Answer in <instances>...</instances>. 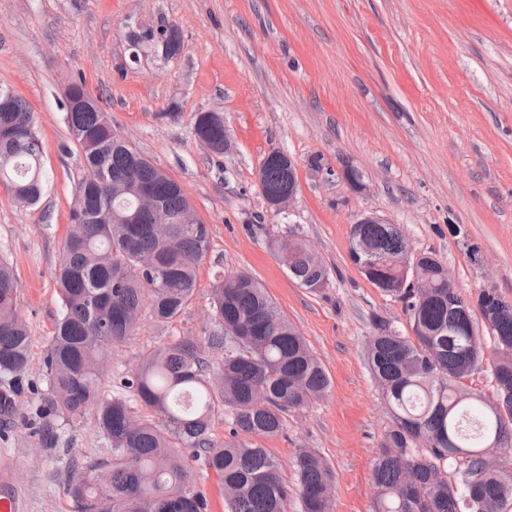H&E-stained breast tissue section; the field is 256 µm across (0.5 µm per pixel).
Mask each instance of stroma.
Masks as SVG:
<instances>
[{
    "mask_svg": "<svg viewBox=\"0 0 512 512\" xmlns=\"http://www.w3.org/2000/svg\"><path fill=\"white\" fill-rule=\"evenodd\" d=\"M169 26L180 34L177 55L135 40ZM75 80L182 186L209 238L182 315L162 329L142 315L112 354L104 395L148 350L205 339L216 276L247 272L331 380L264 447L289 480L298 450L317 451L335 474L333 512H371L391 414L365 347L374 320L407 322L401 303L353 263L350 229L378 214L413 252L436 254L465 297L493 288L512 302V0H0V83L33 112L45 172L32 207L0 184V258L13 268L31 336L17 411L0 425V476L16 488L18 512H74L70 459L111 457L93 415L69 424L45 413L43 358L82 165L79 150H61L60 104ZM200 112L223 114V155L195 135ZM272 148L296 162L298 180L292 207L275 215L257 180ZM292 226L330 271L321 292L289 278L269 246Z\"/></svg>",
    "mask_w": 512,
    "mask_h": 512,
    "instance_id": "35a3bbf8",
    "label": "stroma"
}]
</instances>
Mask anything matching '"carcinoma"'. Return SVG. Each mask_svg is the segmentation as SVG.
<instances>
[{"mask_svg":"<svg viewBox=\"0 0 512 512\" xmlns=\"http://www.w3.org/2000/svg\"><path fill=\"white\" fill-rule=\"evenodd\" d=\"M142 38L167 45L180 35L171 26ZM6 95L12 107L0 112V183L33 205L44 187L41 142L26 103L0 84V98ZM87 96L83 82L74 81L63 104V148L80 149L84 165L57 273L60 312L44 358L48 414L72 422L93 414L112 451L110 461L70 462L67 494L76 512H209L193 489L192 461L219 477L227 512H288L295 496L303 512H332L334 474L322 455L301 449L290 485L261 444L283 433L289 414L324 397L331 381L298 327L251 275L216 280V328L205 341L181 337L148 351L112 396L102 394L105 362L137 333L144 306L159 327L184 311L208 231L164 171L118 142L99 104L77 105ZM194 131L211 153H224L221 113H198ZM293 184L280 158L261 171L265 197ZM142 190L182 223L155 233L153 214L137 209ZM351 238V260L402 303L412 332L376 320L366 345L392 414L373 464L372 512H512V471L497 462V455L512 454V303L492 288L473 302L448 287L432 252L405 266L406 237L395 224H354ZM271 248L302 287H327L330 272L305 240L290 233L288 245L273 240ZM415 269L426 287L408 286ZM18 297L13 270L1 259L0 375L16 381L28 370L31 346ZM486 338L495 354V404L465 385L485 368ZM219 414L231 424L232 440L222 444L210 435ZM453 448L469 449L470 457L457 462Z\"/></svg>","mask_w":512,"mask_h":512,"instance_id":"carcinoma-1","label":"carcinoma"}]
</instances>
